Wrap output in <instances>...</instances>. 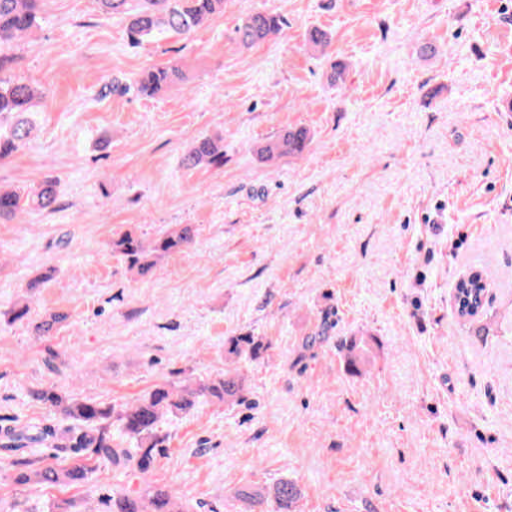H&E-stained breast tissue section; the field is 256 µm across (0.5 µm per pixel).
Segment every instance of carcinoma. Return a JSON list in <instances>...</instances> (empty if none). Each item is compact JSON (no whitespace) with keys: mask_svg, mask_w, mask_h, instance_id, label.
I'll list each match as a JSON object with an SVG mask.
<instances>
[{"mask_svg":"<svg viewBox=\"0 0 512 512\" xmlns=\"http://www.w3.org/2000/svg\"><path fill=\"white\" fill-rule=\"evenodd\" d=\"M103 14L129 16V35L137 45L145 37L164 33L189 36L214 14L224 9V0H98ZM44 0H0V161L11 157L30 140L35 130L33 116L44 92L31 83L12 77L6 64L13 59L17 43L32 32ZM283 18L275 10H259L247 16L236 29L241 45L252 47L279 34ZM307 43L323 53L330 45L329 34L318 27L307 35ZM179 67H149L141 71L133 86L112 83V91L125 93L131 89L146 97H154L171 85L183 81ZM310 143L304 127L288 128L258 151L265 162L283 156H301ZM183 168L224 167V144L220 137L204 135L197 138L183 155ZM60 195L59 182L46 179L24 189H0V219H12L22 212H53ZM199 229L194 224H174L147 242L137 233L127 230L112 238V253L119 256L128 269L139 276L149 275L157 260L181 254L192 247ZM3 316L8 322H27L38 336H49L71 319V314L59 309L39 319L30 318L27 303L14 304ZM363 340L352 339L345 345L347 369L362 372ZM270 344L261 336L250 333L224 338L225 359L263 357ZM247 386L239 368H227L213 379L185 378L175 383L164 380L155 384L136 403L127 406L107 405L92 398H76L61 392L55 385H43L29 390L32 400L70 421L65 427L52 423H15L0 427V450L9 461V478L25 487L81 486L94 468L90 461H105L139 481L136 489H128L110 498L109 512H188L182 508L173 491L154 484L149 476L157 457L164 449L165 439L158 434L163 415L193 408L201 397L216 398L235 404L245 396ZM135 441L133 448H119L113 443L112 426ZM52 450L51 458L72 455L74 463L60 467L47 462L38 448ZM302 495L299 484L280 480L267 488L244 490L242 497L250 509L272 504L273 512H294Z\"/></svg>","mask_w":512,"mask_h":512,"instance_id":"1","label":"carcinoma"}]
</instances>
